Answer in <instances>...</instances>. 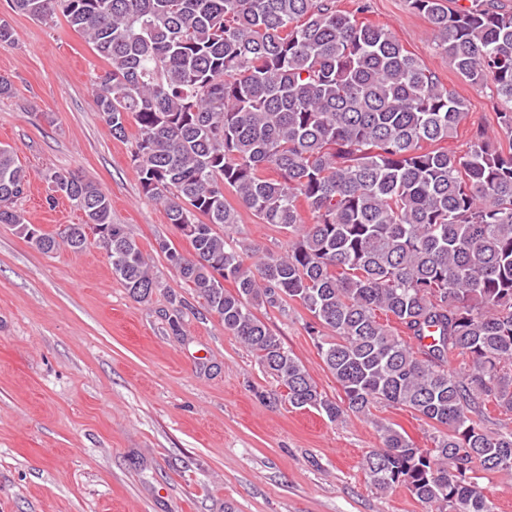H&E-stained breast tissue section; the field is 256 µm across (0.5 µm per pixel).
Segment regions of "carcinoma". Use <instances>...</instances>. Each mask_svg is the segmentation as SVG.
<instances>
[{
	"mask_svg": "<svg viewBox=\"0 0 512 512\" xmlns=\"http://www.w3.org/2000/svg\"><path fill=\"white\" fill-rule=\"evenodd\" d=\"M39 22L61 15L108 68L95 105L112 137L138 131L131 157L141 192L189 240L186 256L158 243L224 330L288 390V403L332 421L403 406L435 430L420 448L394 423L365 456L376 488L406 487L437 512H497L477 472L512 474V7L502 0H406L465 81L491 87L497 133L454 138L466 102L384 26L366 0H11ZM272 170L275 176L266 174ZM52 207L83 215L63 242H98L131 297L157 287L149 258L108 196L68 170L45 175ZM30 180L0 147V224L38 250L59 247L14 209ZM230 188L288 250L236 245ZM306 210H301V206ZM309 217H304L303 212ZM234 284L230 292L224 282ZM314 318L310 335L343 396L323 395L255 313ZM462 358L457 371L449 363Z\"/></svg>",
	"mask_w": 512,
	"mask_h": 512,
	"instance_id": "carcinoma-1",
	"label": "carcinoma"
}]
</instances>
